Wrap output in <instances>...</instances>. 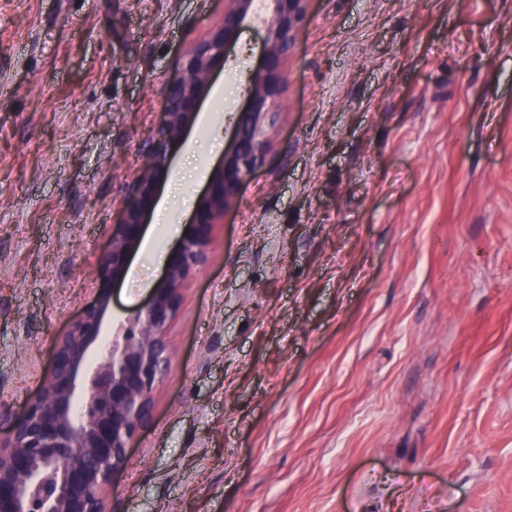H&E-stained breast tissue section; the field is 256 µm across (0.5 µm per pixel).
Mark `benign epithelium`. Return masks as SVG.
<instances>
[{
    "label": "benign epithelium",
    "instance_id": "1",
    "mask_svg": "<svg viewBox=\"0 0 512 512\" xmlns=\"http://www.w3.org/2000/svg\"><path fill=\"white\" fill-rule=\"evenodd\" d=\"M255 0H224V16L194 42L178 76L163 92L162 119L140 145L143 163L127 186L119 221L98 264L101 288L53 345L51 369L39 394L0 447V512H112L109 489L128 462V449L152 416L154 393L169 373L166 331L181 307L189 278L211 258L217 225L238 200L244 181L266 161L287 82L285 62L306 20L307 0H265L269 18L258 68L231 147L210 176L167 256L158 285L137 314L120 324L112 343L89 355L107 322L111 288L127 270L171 166L172 145L196 120L203 89L224 65V51L253 15Z\"/></svg>",
    "mask_w": 512,
    "mask_h": 512
}]
</instances>
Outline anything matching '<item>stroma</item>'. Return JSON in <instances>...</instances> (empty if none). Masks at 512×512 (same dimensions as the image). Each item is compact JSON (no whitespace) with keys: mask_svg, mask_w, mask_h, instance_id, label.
Returning <instances> with one entry per match:
<instances>
[{"mask_svg":"<svg viewBox=\"0 0 512 512\" xmlns=\"http://www.w3.org/2000/svg\"><path fill=\"white\" fill-rule=\"evenodd\" d=\"M263 167L167 330L112 512H512V0H308ZM224 0H0V437L96 298L183 52ZM246 21L112 300L230 146Z\"/></svg>","mask_w":512,"mask_h":512,"instance_id":"obj_1","label":"stroma"}]
</instances>
